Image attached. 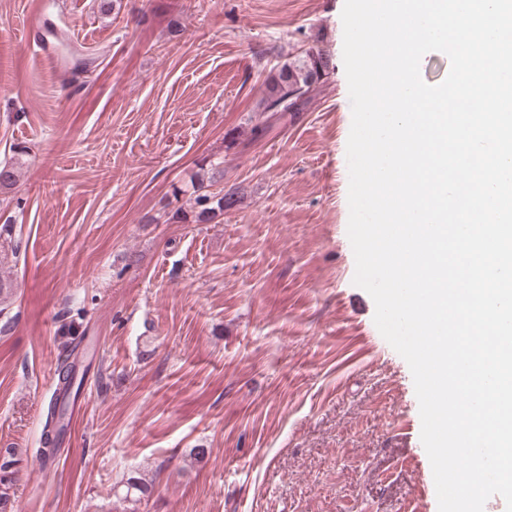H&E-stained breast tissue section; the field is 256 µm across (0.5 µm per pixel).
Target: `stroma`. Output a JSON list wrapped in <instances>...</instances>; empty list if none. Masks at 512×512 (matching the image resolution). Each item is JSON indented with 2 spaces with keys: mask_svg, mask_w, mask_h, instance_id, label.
I'll list each match as a JSON object with an SVG mask.
<instances>
[{
  "mask_svg": "<svg viewBox=\"0 0 512 512\" xmlns=\"http://www.w3.org/2000/svg\"><path fill=\"white\" fill-rule=\"evenodd\" d=\"M344 0H0V512H438L408 363L354 283ZM43 16L78 73L23 51ZM333 68L251 127L269 71ZM241 204L175 224L202 160ZM88 364L57 455L47 384ZM210 453L191 460L193 448ZM143 476L149 497L124 500Z\"/></svg>",
  "mask_w": 512,
  "mask_h": 512,
  "instance_id": "stroma-1",
  "label": "stroma"
}]
</instances>
